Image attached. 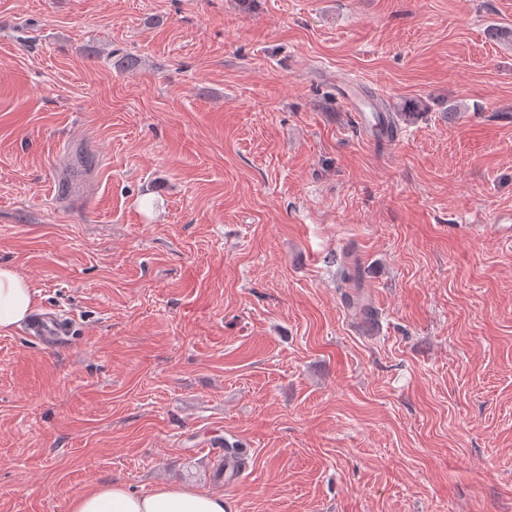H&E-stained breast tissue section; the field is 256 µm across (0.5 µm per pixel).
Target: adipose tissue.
Returning <instances> with one entry per match:
<instances>
[{
    "label": "adipose tissue",
    "instance_id": "ef3b65f1",
    "mask_svg": "<svg viewBox=\"0 0 512 512\" xmlns=\"http://www.w3.org/2000/svg\"><path fill=\"white\" fill-rule=\"evenodd\" d=\"M39 292L13 268L0 266V333L25 322L38 303ZM69 512H232L223 494L164 483L143 494L118 483H102L69 503Z\"/></svg>",
    "mask_w": 512,
    "mask_h": 512
}]
</instances>
